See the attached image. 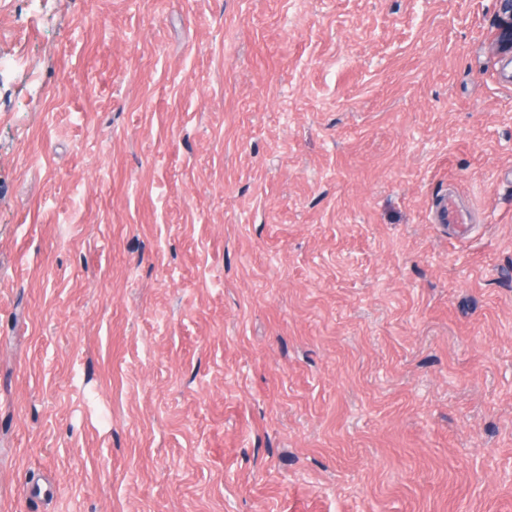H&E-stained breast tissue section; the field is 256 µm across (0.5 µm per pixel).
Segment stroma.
Returning <instances> with one entry per match:
<instances>
[{
  "mask_svg": "<svg viewBox=\"0 0 512 512\" xmlns=\"http://www.w3.org/2000/svg\"><path fill=\"white\" fill-rule=\"evenodd\" d=\"M511 26L0 0V512H512ZM470 219L469 211L460 205L454 195L444 197L435 213L438 224H469Z\"/></svg>",
  "mask_w": 512,
  "mask_h": 512,
  "instance_id": "stroma-1",
  "label": "stroma"
}]
</instances>
